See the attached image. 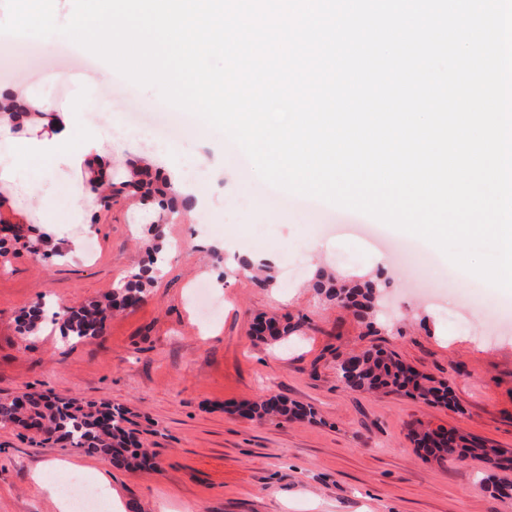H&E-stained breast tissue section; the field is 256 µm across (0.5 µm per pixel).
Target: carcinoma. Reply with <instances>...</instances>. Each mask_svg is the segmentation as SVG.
Returning <instances> with one entry per match:
<instances>
[{"instance_id": "carcinoma-1", "label": "carcinoma", "mask_w": 512, "mask_h": 512, "mask_svg": "<svg viewBox=\"0 0 512 512\" xmlns=\"http://www.w3.org/2000/svg\"><path fill=\"white\" fill-rule=\"evenodd\" d=\"M143 171L131 166L128 178L111 184V195L123 193L138 195L145 201L157 202L152 228L148 230L147 249L161 255L165 252V242L161 226L169 224L176 213L177 195L171 178H161V185L154 187L141 179ZM12 237L18 241L28 239L31 251L44 256L59 255L61 251L51 239L42 234L26 237L21 225L11 226ZM239 267L254 273L257 285L269 288L275 285L276 276L271 263L254 255H243ZM155 271L151 266H141L132 270L118 281L112 293L100 300L80 307L69 306L54 313L60 322L63 334L79 342L104 335L107 322L113 311L129 309L143 301L147 288L154 284ZM308 285L323 301L354 309L358 318L373 326L378 314L382 288L381 274L363 281L346 282L324 266L310 272ZM44 303L36 302L21 323L25 336H36L41 330ZM302 328V322L280 320L275 317H258L252 324L255 338L269 344L291 336ZM356 361L355 372L347 367L349 359H336V371L347 388L358 392L382 390L386 393H403L424 401L446 403L449 388L413 368L404 365L392 353L381 349H370L352 356ZM244 416L250 420L263 422L276 417L282 422L294 419L317 421V412L311 406L300 405L284 396H271L259 401L244 404ZM0 423L12 424L22 429L35 428V433L44 441H62L74 448H81L90 455H103L111 459L117 468L137 469L149 464L151 457L140 450L129 429V411L122 405L81 404L79 402L43 394H27L23 401L0 398ZM409 436L415 445H429L427 456L438 462L450 457L458 460L477 458L486 464L483 485L486 489L500 492L495 471L511 463L512 458L504 456L501 449L489 445L475 437L457 432L447 440L441 430L418 427L410 430Z\"/></svg>"}]
</instances>
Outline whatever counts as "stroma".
Returning <instances> with one entry per match:
<instances>
[{
  "instance_id": "35a3bbf8",
  "label": "stroma",
  "mask_w": 512,
  "mask_h": 512,
  "mask_svg": "<svg viewBox=\"0 0 512 512\" xmlns=\"http://www.w3.org/2000/svg\"><path fill=\"white\" fill-rule=\"evenodd\" d=\"M56 37L42 39L44 57L0 61V93L45 95L32 69L67 77L54 99L67 109L96 99L97 82L80 53L55 55ZM146 158L172 176L199 170L189 183L212 223L184 219L165 225L176 258L138 306L117 312L105 334L80 342L62 339L45 319L30 338L20 323L43 296L79 305L111 293L114 284L145 265L143 245L154 207L137 198L103 206L73 171L32 157L34 192L16 208L0 207V222L38 206L53 193L55 208L37 224L58 242L95 240L94 254L38 258L7 242L0 261V395L50 390L82 401L118 403L134 414L138 439L159 459L155 469L107 467L123 512H512V494L484 489L477 459H424L411 442L412 425L454 428L512 451V292L473 275L447 280L451 262L436 247L394 260L371 238L352 232L369 223L359 212L320 203L304 206L289 194L283 207L252 209L250 189L263 187L255 169H242L222 142L185 138L161 148L130 143L113 149L112 175ZM221 241L222 261L209 253ZM320 245L317 253L299 244ZM250 253L270 260L278 284L257 286L238 268ZM328 264L337 275H381L385 326H367L345 308L323 303L304 275ZM303 318L298 335L280 345L253 340L256 316ZM370 348L394 353L447 383L449 404L395 394L354 392L336 373V354ZM282 395L313 406L320 423H258L237 404ZM81 449L32 441L28 431L0 425V512H58L33 482L41 474L64 483L86 463Z\"/></svg>"
}]
</instances>
